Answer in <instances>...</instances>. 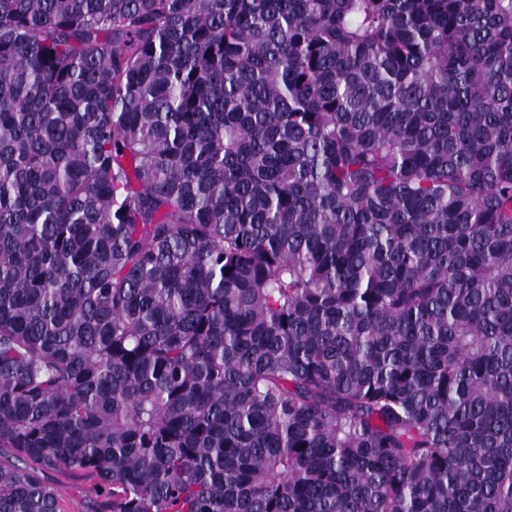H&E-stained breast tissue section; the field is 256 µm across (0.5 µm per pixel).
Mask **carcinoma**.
<instances>
[{"label": "carcinoma", "mask_w": 512, "mask_h": 512, "mask_svg": "<svg viewBox=\"0 0 512 512\" xmlns=\"http://www.w3.org/2000/svg\"><path fill=\"white\" fill-rule=\"evenodd\" d=\"M2 448L0 512H512V0H0ZM53 480L60 488L68 512H85L95 495L89 483L54 474Z\"/></svg>", "instance_id": "cac0c4a2"}]
</instances>
